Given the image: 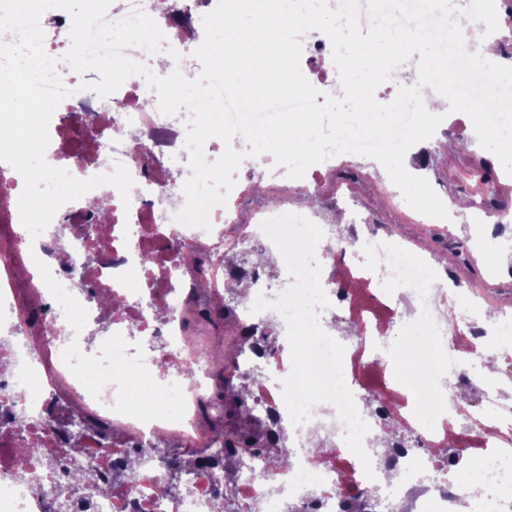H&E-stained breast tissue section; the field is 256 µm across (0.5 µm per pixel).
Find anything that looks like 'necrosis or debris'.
<instances>
[{"instance_id": "4bbe7bcc", "label": "necrosis or debris", "mask_w": 512, "mask_h": 512, "mask_svg": "<svg viewBox=\"0 0 512 512\" xmlns=\"http://www.w3.org/2000/svg\"><path fill=\"white\" fill-rule=\"evenodd\" d=\"M218 0H112L105 19L118 23L140 10L156 21L164 39L158 50L127 48L133 60L160 63V76L174 70L199 73L191 61L193 43L204 36L194 13L207 14ZM332 47L317 32L302 38L300 68L319 91L329 90ZM56 72L71 96L59 104L63 120L50 124L51 166L86 180L123 164L134 179L129 196L112 191L111 217L98 224L91 201L80 197L62 205L55 224L38 237L20 227L11 209L24 182L0 162V504L10 512H342L345 499L383 491V512H512V500L497 488L512 483V396L490 391L482 405L453 401L455 388L470 385L461 373L459 348L468 353L492 346L494 336L512 324L478 318L491 301L482 290H466L476 313L469 339L460 332L448 305L463 288L456 272L439 279L429 265L408 262L413 239L393 236L373 213L359 209L361 186L377 199L396 204L393 184L375 169L353 167V154L327 157L300 179L263 157L239 167L225 203L208 212L209 229L179 223L183 191L191 174L186 146L188 110L166 115L158 95L142 97L138 78H129L106 97L76 90L69 67ZM109 114L111 139L89 133L81 119ZM263 192L264 202L245 207ZM493 186L475 184L478 206L467 227L469 251L512 231V207L490 208ZM343 208L363 232L362 245L373 258L356 263L349 279L322 271L328 307L319 309L323 331L335 335L329 316L343 311L354 327L343 343V363L352 367L376 360L397 376L406 347L388 325L364 318L356 307L355 285L386 274L381 297L394 317H412L414 343L431 355L419 385L397 393L363 392L353 377L345 382L360 417L369 426L364 438L373 477L356 456H344L346 427L330 402L313 407L304 425L293 424L282 398L281 381L291 371L287 323L276 311L252 312L236 303L237 277L229 259L250 243L274 249L260 228L286 213L325 223ZM233 305L235 317L213 324L200 316V295ZM107 304H100L99 296ZM253 334L245 343V334ZM95 374H88L87 364ZM251 380L254 416L276 421L288 436L289 461L276 464L265 451L244 449L237 456L233 495L224 491V465L193 464L169 488L172 450L193 453L224 445V425L211 396ZM324 432L317 451L304 448V429ZM395 434V447L374 454V435ZM478 440L486 449L480 471L453 469L438 454L443 432ZM89 471L107 485L99 495L76 485V470ZM268 474L265 484L255 475Z\"/></svg>"}]
</instances>
